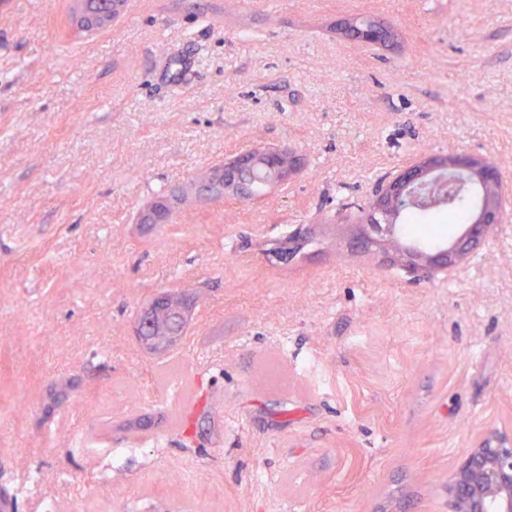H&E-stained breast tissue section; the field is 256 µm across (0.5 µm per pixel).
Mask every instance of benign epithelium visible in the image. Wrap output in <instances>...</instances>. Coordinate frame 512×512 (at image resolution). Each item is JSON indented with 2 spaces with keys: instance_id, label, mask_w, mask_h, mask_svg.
<instances>
[{
  "instance_id": "benign-epithelium-1",
  "label": "benign epithelium",
  "mask_w": 512,
  "mask_h": 512,
  "mask_svg": "<svg viewBox=\"0 0 512 512\" xmlns=\"http://www.w3.org/2000/svg\"><path fill=\"white\" fill-rule=\"evenodd\" d=\"M80 27L98 31L111 25L113 17L100 15L78 17ZM353 40L369 44L380 40L368 29H357L350 22L345 29ZM264 166L272 172L271 184L281 185L301 170L302 161L295 151L286 146L259 147L246 151L224 163V191L243 200L249 199V180L254 170ZM454 186L487 187L495 192L492 201L475 206L473 220L449 242L429 251H420L403 244L395 226L387 221L401 202L414 205L422 193L435 195V201L445 202L450 196L438 191ZM222 191V192H224ZM218 191L203 197L222 195ZM506 192L502 187L497 167L478 155H427L401 170L382 186L371 203V209L385 218L382 224H366L358 235V244L375 250L407 272L443 270L464 263L484 242L494 227L512 221V210L505 205ZM311 234L307 224H298L288 234V256L296 254L298 244ZM172 299L167 291L157 292L138 315L134 333L144 342L143 331L149 325L153 304ZM449 512H512V428L495 429L479 434L459 462L448 482Z\"/></svg>"
}]
</instances>
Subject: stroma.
Returning a JSON list of instances; mask_svg holds the SVG:
<instances>
[{
  "label": "stroma",
  "mask_w": 512,
  "mask_h": 512,
  "mask_svg": "<svg viewBox=\"0 0 512 512\" xmlns=\"http://www.w3.org/2000/svg\"><path fill=\"white\" fill-rule=\"evenodd\" d=\"M70 5L0 0V498L448 512L475 437L512 427V222L419 281L356 236L423 154L512 191V0H127L92 35ZM355 15L398 39H346ZM275 145L303 158L287 185L139 223ZM174 284L193 320L159 357L133 323Z\"/></svg>",
  "instance_id": "35a3bbf8"
}]
</instances>
